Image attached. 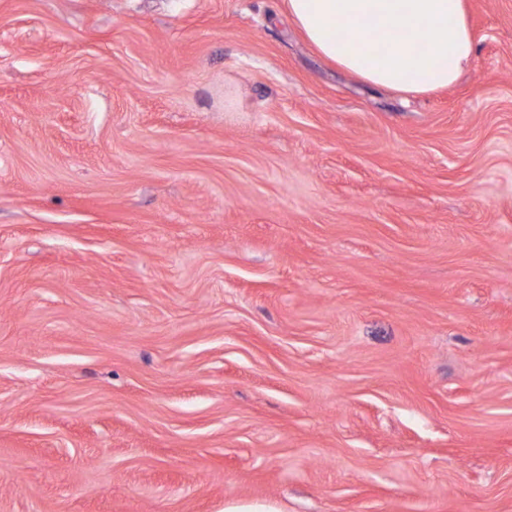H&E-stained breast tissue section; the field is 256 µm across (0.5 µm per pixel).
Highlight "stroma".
<instances>
[{
    "label": "stroma",
    "mask_w": 512,
    "mask_h": 512,
    "mask_svg": "<svg viewBox=\"0 0 512 512\" xmlns=\"http://www.w3.org/2000/svg\"><path fill=\"white\" fill-rule=\"evenodd\" d=\"M421 96L284 0H0V512H512V0Z\"/></svg>",
    "instance_id": "stroma-1"
}]
</instances>
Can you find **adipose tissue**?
<instances>
[{"instance_id":"1","label":"adipose tissue","mask_w":512,"mask_h":512,"mask_svg":"<svg viewBox=\"0 0 512 512\" xmlns=\"http://www.w3.org/2000/svg\"><path fill=\"white\" fill-rule=\"evenodd\" d=\"M286 11L323 57L407 95L448 86L474 56L465 0H286ZM368 17L378 23L374 41Z\"/></svg>"}]
</instances>
